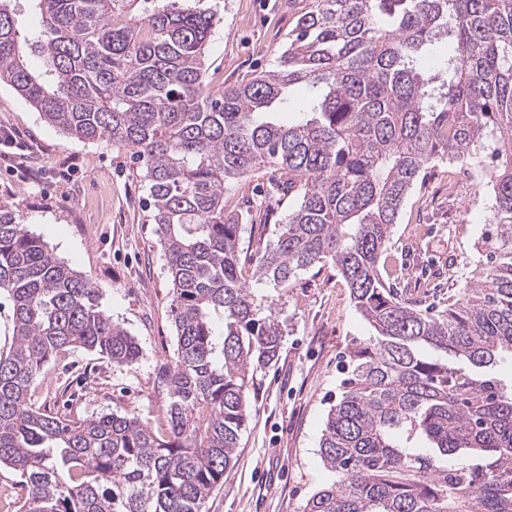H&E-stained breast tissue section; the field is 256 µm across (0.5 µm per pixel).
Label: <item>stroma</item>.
Here are the masks:
<instances>
[{"label":"stroma","instance_id":"35a3bbf8","mask_svg":"<svg viewBox=\"0 0 512 512\" xmlns=\"http://www.w3.org/2000/svg\"><path fill=\"white\" fill-rule=\"evenodd\" d=\"M205 3L217 12L206 51L210 92L272 70L289 31L313 7V0ZM1 127L13 139L0 145V203L16 207L30 232L90 279L102 309L141 349L126 365L83 349L58 354L42 371L53 389L34 382L32 404L76 419L131 412L165 427L169 398L159 374L176 357L177 335L144 168L126 149L53 128L0 82ZM454 169L434 162L410 190L379 265L386 284L422 308H446L486 261L481 234L491 186L483 179L451 186ZM285 180L277 166L264 164L224 195L227 210L263 218L241 232V248L253 257L263 254L293 206L274 190ZM253 272L246 265L243 277L261 307L276 312L283 343L277 363L254 377L236 457L203 512H303L307 499L334 481L319 457L323 424L342 395L350 351L373 335L333 265L300 272L285 288Z\"/></svg>","mask_w":512,"mask_h":512}]
</instances>
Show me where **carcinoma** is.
Masks as SVG:
<instances>
[{"mask_svg":"<svg viewBox=\"0 0 512 512\" xmlns=\"http://www.w3.org/2000/svg\"><path fill=\"white\" fill-rule=\"evenodd\" d=\"M7 2L0 81L49 125L144 161L177 332L159 376L165 431L134 413L73 421L33 406L31 384L58 354L124 365L140 349L88 278L0 204V292L13 307L0 468L25 491L17 512H202L239 448L250 383L283 337L242 276V216L224 210L227 185L266 163L288 171L298 204L254 275L286 288L330 262L375 331L350 352L319 441L336 480L303 512H512V393L481 375L512 356V0H314L277 69L219 93L204 90L214 13L200 0H155L128 24L112 21L128 0H34L35 38ZM443 39L453 55L422 68ZM32 54L43 67L29 66ZM299 84L308 101L284 124ZM489 141L486 263L448 309H419L379 271L401 205L433 162L465 163Z\"/></svg>","mask_w":512,"mask_h":512,"instance_id":"carcinoma-1","label":"carcinoma"}]
</instances>
